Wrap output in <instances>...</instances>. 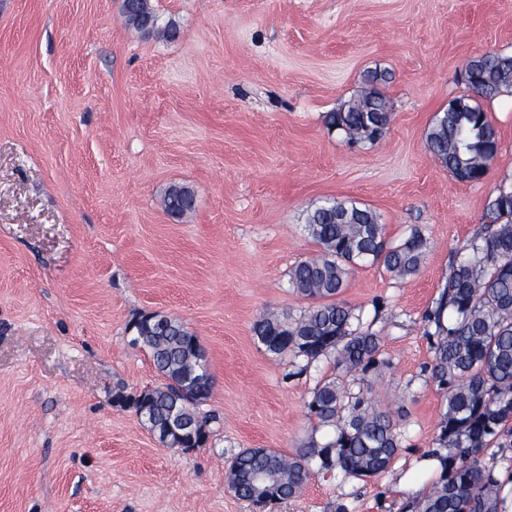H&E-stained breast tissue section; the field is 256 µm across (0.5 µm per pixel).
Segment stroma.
Segmentation results:
<instances>
[{
    "label": "stroma",
    "mask_w": 512,
    "mask_h": 512,
    "mask_svg": "<svg viewBox=\"0 0 512 512\" xmlns=\"http://www.w3.org/2000/svg\"><path fill=\"white\" fill-rule=\"evenodd\" d=\"M120 4L0 0V512H255L228 486L234 455L327 436L305 404L334 358L275 356L252 326L307 309L288 272L319 254L306 217L332 200L373 209L391 243L426 240L418 274L366 263L340 296L380 338L360 386L399 415L402 450L369 478L313 470L276 512H407L397 480L445 409L423 317L512 190V94L482 103L500 141L482 182L426 136L468 94V61L512 55V0H152L172 40L128 29ZM376 70L392 121L350 141L328 116ZM175 182L196 196L176 221ZM148 312L183 321L212 376L190 452L116 403L163 382L127 330ZM195 193L183 184H172L164 195L165 210L173 219H180L195 208Z\"/></svg>",
    "instance_id": "35a3bbf8"
}]
</instances>
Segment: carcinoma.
Wrapping results in <instances>:
<instances>
[{
  "label": "carcinoma",
  "mask_w": 512,
  "mask_h": 512,
  "mask_svg": "<svg viewBox=\"0 0 512 512\" xmlns=\"http://www.w3.org/2000/svg\"><path fill=\"white\" fill-rule=\"evenodd\" d=\"M122 13L126 24L144 36L178 34L173 22L158 26L150 0H123ZM465 77L474 94L492 100L512 87V56L488 53L471 60ZM455 102L456 110L436 116L427 145L457 180L478 181L498 153L499 138L471 96ZM391 118L386 97L374 89L332 113L329 124L350 137L375 141ZM163 202L168 215L179 219L194 210L195 193L172 184ZM490 210L492 222L475 233L465 257L452 259L443 291L425 315L434 353L431 377L447 405L436 438L444 476L426 498L415 500L417 512H508L503 483L480 465L478 456L495 444L512 447V190H499ZM306 224L322 251L296 263L288 277L313 305L296 318L262 315L253 325L254 335L267 352L281 358L301 357L310 364L334 354L345 375H366L384 364L379 337L354 326L359 317L336 297L360 263H379L395 279L417 274L426 241L414 230L393 245L385 240L375 212L339 201L310 210ZM128 330L134 332L133 343L150 353L165 383L119 395L116 403L134 408L167 447H203L207 419L198 415L197 406L209 396L212 381L198 352V337L182 321L159 313L138 316ZM306 409L318 425L333 430V437L323 444L313 439L292 457L270 448L239 451L230 467L237 497L257 509H272L301 494L315 461L327 471L368 477L386 471L402 450L392 413L334 379L312 391ZM257 473L272 479L273 490L263 500L251 492Z\"/></svg>",
  "instance_id": "carcinoma-1"
}]
</instances>
